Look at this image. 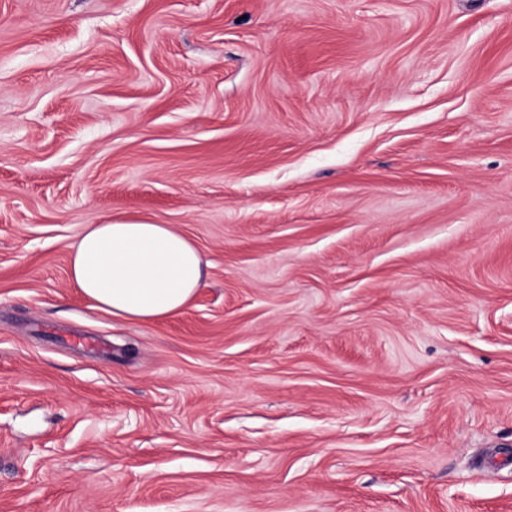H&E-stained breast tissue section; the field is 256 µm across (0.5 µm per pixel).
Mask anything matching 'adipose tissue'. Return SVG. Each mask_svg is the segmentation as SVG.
I'll use <instances>...</instances> for the list:
<instances>
[{
    "label": "adipose tissue",
    "instance_id": "1",
    "mask_svg": "<svg viewBox=\"0 0 512 512\" xmlns=\"http://www.w3.org/2000/svg\"><path fill=\"white\" fill-rule=\"evenodd\" d=\"M71 282L119 319L158 320L185 310L203 285L196 247L167 224L85 225L69 259Z\"/></svg>",
    "mask_w": 512,
    "mask_h": 512
}]
</instances>
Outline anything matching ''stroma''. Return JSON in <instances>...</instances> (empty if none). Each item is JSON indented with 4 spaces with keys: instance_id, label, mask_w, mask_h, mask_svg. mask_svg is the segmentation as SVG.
<instances>
[{
    "instance_id": "obj_1",
    "label": "stroma",
    "mask_w": 512,
    "mask_h": 512,
    "mask_svg": "<svg viewBox=\"0 0 512 512\" xmlns=\"http://www.w3.org/2000/svg\"><path fill=\"white\" fill-rule=\"evenodd\" d=\"M0 512H512V0H0ZM71 282L118 319L158 320L185 310L203 285L196 247L167 224L85 225L69 259Z\"/></svg>"
}]
</instances>
